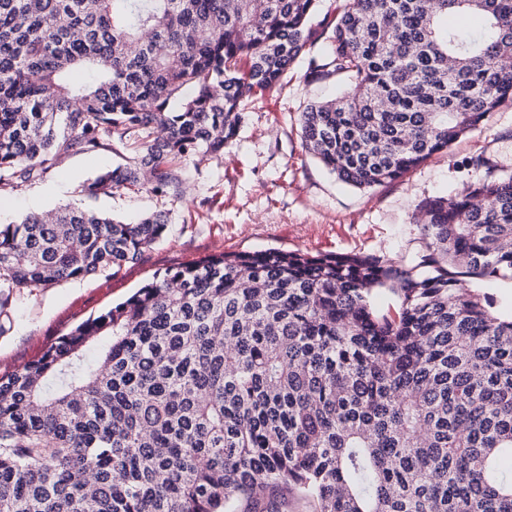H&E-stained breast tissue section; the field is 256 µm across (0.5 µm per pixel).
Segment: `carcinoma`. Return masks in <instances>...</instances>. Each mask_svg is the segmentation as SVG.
<instances>
[{"instance_id":"obj_1","label":"carcinoma","mask_w":512,"mask_h":512,"mask_svg":"<svg viewBox=\"0 0 512 512\" xmlns=\"http://www.w3.org/2000/svg\"><path fill=\"white\" fill-rule=\"evenodd\" d=\"M0 0V192L73 152L81 192L148 188L224 152L240 106L319 33L342 96L300 116L357 188L393 182L512 103V0ZM418 205L401 259L268 249L154 274L0 376V512H512V171ZM67 206L0 224V288L120 270L161 241ZM387 287L397 306L378 311ZM486 292L492 294L497 300L496 313L510 316L512 301V281L499 280L487 286Z\"/></svg>"}]
</instances>
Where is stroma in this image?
I'll use <instances>...</instances> for the list:
<instances>
[{
    "label": "stroma",
    "mask_w": 512,
    "mask_h": 512,
    "mask_svg": "<svg viewBox=\"0 0 512 512\" xmlns=\"http://www.w3.org/2000/svg\"><path fill=\"white\" fill-rule=\"evenodd\" d=\"M331 45L318 38L276 88L243 105L238 136L220 157L183 170L185 197L145 189L83 195L81 186L118 161L111 149L76 152L42 179L0 195V222L41 209L77 205L125 220L165 211L166 237L134 264L58 286L11 289L0 314V374L34 358L72 327L129 297L156 272L219 252L267 249L322 254H376L398 259L421 248L416 207L452 194L477 173L483 155L512 170V103H505L447 151L402 178L358 189L336 178L305 148L300 115L309 104L339 96L336 79L311 81L310 63L328 62Z\"/></svg>",
    "instance_id": "1"
}]
</instances>
